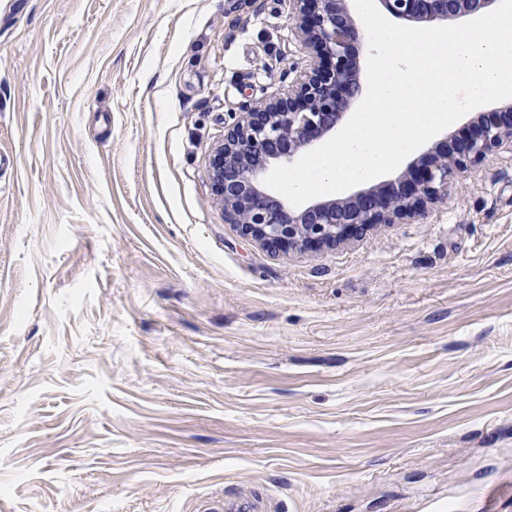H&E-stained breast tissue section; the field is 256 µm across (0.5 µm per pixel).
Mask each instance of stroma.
Segmentation results:
<instances>
[{"label":"stroma","mask_w":512,"mask_h":512,"mask_svg":"<svg viewBox=\"0 0 512 512\" xmlns=\"http://www.w3.org/2000/svg\"><path fill=\"white\" fill-rule=\"evenodd\" d=\"M287 0H0V512H512V153L425 218L275 253L224 121ZM267 496L256 492L226 494L219 507L198 508L202 512H266Z\"/></svg>","instance_id":"1"}]
</instances>
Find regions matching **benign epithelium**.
I'll use <instances>...</instances> for the list:
<instances>
[{
    "mask_svg": "<svg viewBox=\"0 0 512 512\" xmlns=\"http://www.w3.org/2000/svg\"><path fill=\"white\" fill-rule=\"evenodd\" d=\"M497 0H380L407 22L444 23L489 9ZM292 34L309 54L288 90L232 112L224 142L212 150L211 179L224 217L275 253L318 251L357 240L382 224L424 217L448 199L464 173L500 151L512 153V104L454 144L437 145L397 181L292 211L262 186L274 164H292L341 124L361 92L357 24L348 0H289Z\"/></svg>",
    "mask_w": 512,
    "mask_h": 512,
    "instance_id": "benign-epithelium-1",
    "label": "benign epithelium"
}]
</instances>
